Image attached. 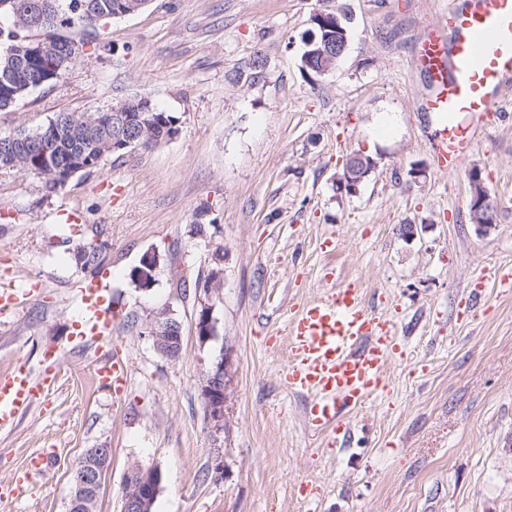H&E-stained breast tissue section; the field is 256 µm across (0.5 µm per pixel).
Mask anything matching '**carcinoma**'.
Returning a JSON list of instances; mask_svg holds the SVG:
<instances>
[{
	"label": "carcinoma",
	"mask_w": 512,
	"mask_h": 512,
	"mask_svg": "<svg viewBox=\"0 0 512 512\" xmlns=\"http://www.w3.org/2000/svg\"><path fill=\"white\" fill-rule=\"evenodd\" d=\"M10 24L0 26V76L11 72L9 91L0 93V111L30 91L48 84L55 68H69L83 54L85 42L60 33L62 28L94 31L120 10L121 0H0ZM48 42L57 51L33 61L20 59L21 48L31 42ZM144 132L137 148L164 142L167 126L178 118L155 106L143 116ZM92 163L112 155V112L62 113L35 132H21L0 150V168L32 172L56 191L67 185L63 170L74 155Z\"/></svg>",
	"instance_id": "1"
}]
</instances>
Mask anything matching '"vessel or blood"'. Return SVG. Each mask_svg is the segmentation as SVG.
<instances>
[{
	"mask_svg": "<svg viewBox=\"0 0 512 512\" xmlns=\"http://www.w3.org/2000/svg\"><path fill=\"white\" fill-rule=\"evenodd\" d=\"M412 64L427 81L418 107L436 126L431 148L437 172L456 174L477 144L476 122L501 114L512 91V0H447L415 43ZM481 278L499 294H512V268L486 266ZM31 297L30 290L0 284V321ZM77 297L79 334L111 342L112 308L103 284L90 279L79 286ZM286 328L285 385L311 396L312 430L327 444H337L348 433L344 417L387 388L384 370L395 350L393 323L368 309L361 289L349 283L300 305ZM95 374L105 387L123 382V357L111 353ZM50 385L49 378L24 366L1 376L0 429L12 425Z\"/></svg>",
	"mask_w": 512,
	"mask_h": 512,
	"instance_id": "1",
	"label": "vessel or blood"
}]
</instances>
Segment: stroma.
<instances>
[{
	"label": "stroma",
	"mask_w": 512,
	"mask_h": 512,
	"mask_svg": "<svg viewBox=\"0 0 512 512\" xmlns=\"http://www.w3.org/2000/svg\"><path fill=\"white\" fill-rule=\"evenodd\" d=\"M346 5L347 52L335 71L301 69L315 11ZM434 0H149L103 26L60 79L0 111V135L32 132L61 113L146 98L179 119L175 138L74 175L50 192L33 173L0 169V282L38 296L0 327V375L55 369L48 395L0 430V482L49 456L7 512H67L78 459L111 451L96 512H121L131 466L159 467L153 512H512V296L488 294L467 324L452 310L482 265L512 266V123L484 121L466 160L498 206L483 236L468 219L465 172L440 177L434 131L416 105L411 66ZM376 167L357 194L337 187L346 156ZM420 169L410 179V169ZM80 216L79 229L63 211ZM419 225L415 238L400 228ZM335 249L324 253V238ZM97 248L127 360L121 393L93 376L110 351L76 335L79 284ZM157 260L150 290L132 276ZM379 297L399 337L390 395L349 418L326 447L307 424L308 396L288 392L283 312L322 296L324 268ZM209 290L217 336L196 334ZM181 325L179 358L145 326L158 311ZM227 381L224 430L213 433L201 385Z\"/></svg>",
	"instance_id": "obj_1"
}]
</instances>
